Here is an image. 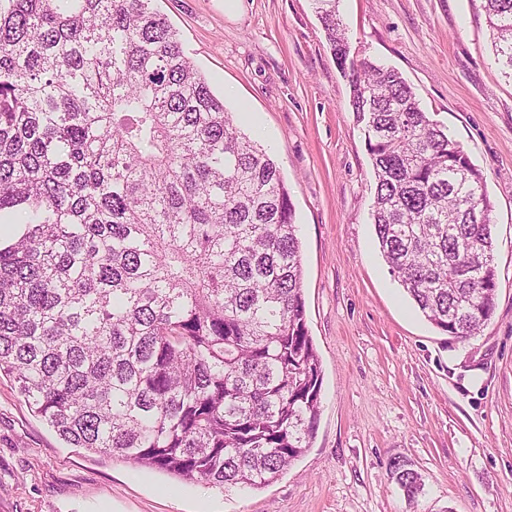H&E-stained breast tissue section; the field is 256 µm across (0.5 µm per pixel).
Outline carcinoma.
I'll list each match as a JSON object with an SVG mask.
<instances>
[{
	"label": "carcinoma",
	"mask_w": 512,
	"mask_h": 512,
	"mask_svg": "<svg viewBox=\"0 0 512 512\" xmlns=\"http://www.w3.org/2000/svg\"><path fill=\"white\" fill-rule=\"evenodd\" d=\"M153 2L0 0V217L24 226L0 244V374L74 448L258 489L320 411L294 208ZM313 2L365 123L380 253L427 321L475 336L495 310L484 175ZM485 10L512 71V0Z\"/></svg>",
	"instance_id": "cac0c4a2"
}]
</instances>
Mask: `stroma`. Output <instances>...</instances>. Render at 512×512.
I'll list each match as a JSON object with an SVG mask.
<instances>
[{"label": "stroma", "instance_id": "obj_1", "mask_svg": "<svg viewBox=\"0 0 512 512\" xmlns=\"http://www.w3.org/2000/svg\"><path fill=\"white\" fill-rule=\"evenodd\" d=\"M484 0H338L351 56L399 71L485 178L496 309L466 340L384 263L375 178L312 0H154L295 209L320 359L310 448L270 485L222 489L69 447L0 377V512H512V75ZM421 474L408 501L392 461Z\"/></svg>", "mask_w": 512, "mask_h": 512}]
</instances>
